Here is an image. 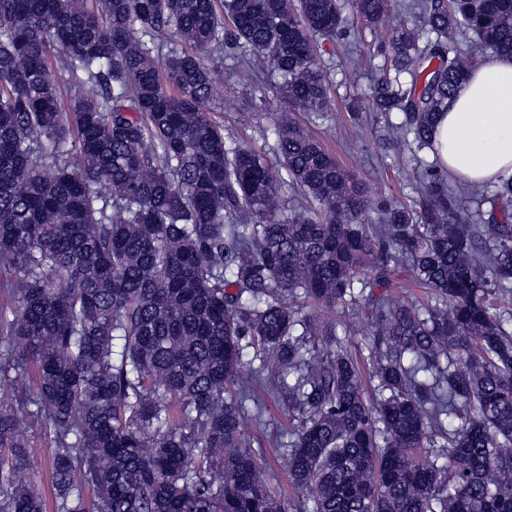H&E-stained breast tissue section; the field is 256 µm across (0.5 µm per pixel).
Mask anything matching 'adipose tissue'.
Returning a JSON list of instances; mask_svg holds the SVG:
<instances>
[{"label":"adipose tissue","instance_id":"adipose-tissue-1","mask_svg":"<svg viewBox=\"0 0 512 512\" xmlns=\"http://www.w3.org/2000/svg\"><path fill=\"white\" fill-rule=\"evenodd\" d=\"M431 154L467 183L512 175V57L489 55L469 73L438 118Z\"/></svg>","mask_w":512,"mask_h":512}]
</instances>
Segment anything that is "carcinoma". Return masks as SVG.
<instances>
[{
    "mask_svg": "<svg viewBox=\"0 0 512 512\" xmlns=\"http://www.w3.org/2000/svg\"><path fill=\"white\" fill-rule=\"evenodd\" d=\"M391 5L0 0V512H47L28 419L54 512H512V175L466 187L488 224L435 165L367 224L288 116L328 106L315 38ZM412 14L373 46L368 110L422 150L478 64L449 36L512 56V0ZM231 53L279 79L273 163L212 118ZM402 266L433 304L389 298ZM297 298L360 312L368 367ZM256 387L292 422L286 501L247 439ZM23 437L37 448H47L44 457L35 462L34 469L36 471L35 481L41 490H44L50 496V465L48 453L50 448L49 439L41 428L25 423L23 426Z\"/></svg>",
    "mask_w": 512,
    "mask_h": 512,
    "instance_id": "1",
    "label": "carcinoma"
}]
</instances>
